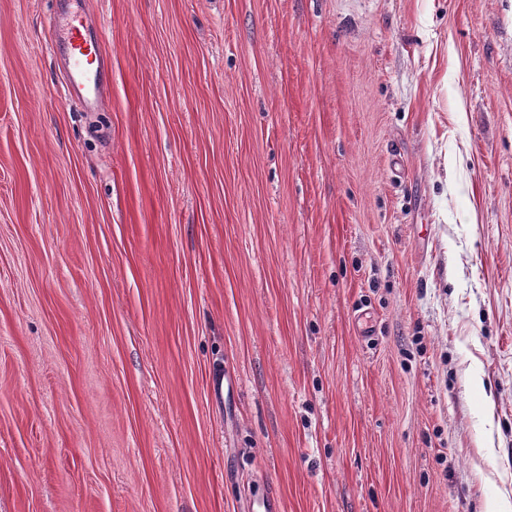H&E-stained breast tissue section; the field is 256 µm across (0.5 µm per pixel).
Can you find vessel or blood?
<instances>
[{"mask_svg": "<svg viewBox=\"0 0 512 512\" xmlns=\"http://www.w3.org/2000/svg\"><path fill=\"white\" fill-rule=\"evenodd\" d=\"M85 0H71L61 17L52 19L51 27L58 36L67 57V87L86 97L94 108H101L108 95L100 84V73L109 61L100 40L91 35L92 23L84 8Z\"/></svg>", "mask_w": 512, "mask_h": 512, "instance_id": "vessel-or-blood-1", "label": "vessel or blood"}]
</instances>
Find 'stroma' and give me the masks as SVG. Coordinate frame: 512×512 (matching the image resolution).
Masks as SVG:
<instances>
[{"label":"stroma","instance_id":"35a3bbf8","mask_svg":"<svg viewBox=\"0 0 512 512\" xmlns=\"http://www.w3.org/2000/svg\"><path fill=\"white\" fill-rule=\"evenodd\" d=\"M52 7L0 0V512L512 498V0H91L92 116Z\"/></svg>","mask_w":512,"mask_h":512}]
</instances>
